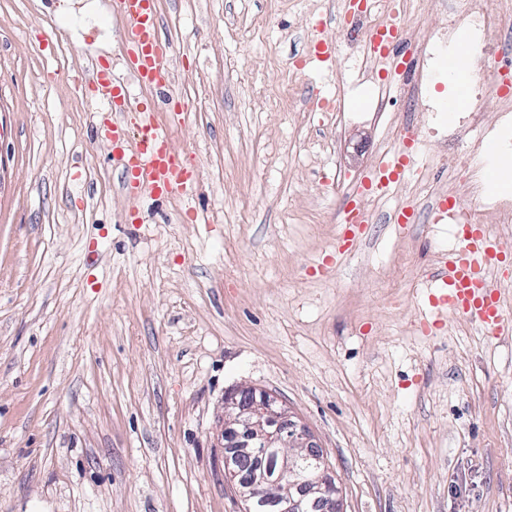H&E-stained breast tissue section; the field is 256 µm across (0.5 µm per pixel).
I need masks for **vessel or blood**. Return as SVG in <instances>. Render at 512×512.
Here are the masks:
<instances>
[{
	"mask_svg": "<svg viewBox=\"0 0 512 512\" xmlns=\"http://www.w3.org/2000/svg\"><path fill=\"white\" fill-rule=\"evenodd\" d=\"M115 5L125 20L122 30L125 67L140 88L152 90L164 86L171 78L170 47L159 38L154 0H115ZM404 30L405 24L401 21L384 25L381 57L391 56L396 64L404 63V56L395 52ZM97 89L114 105L125 107L131 101L128 86L123 81L106 79L99 82ZM103 137L113 155L131 170V192L175 198L192 190L195 177L174 150L168 125L155 123L149 111H141L138 124L131 129L115 122L107 124ZM409 149L408 143H400L394 152L383 158L370 175L362 179L360 194L383 197L398 180L414 177L417 169ZM364 215V209L355 202L344 206L342 248H349L357 232L363 230ZM507 251L506 244L490 235L484 225L464 226L447 265L434 276L438 289L436 306L467 317L488 333L511 332L512 316L506 314L500 294L488 277L490 267L503 262Z\"/></svg>",
	"mask_w": 512,
	"mask_h": 512,
	"instance_id": "b4317fda",
	"label": "vessel or blood"
}]
</instances>
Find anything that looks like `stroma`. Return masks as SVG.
<instances>
[{
    "mask_svg": "<svg viewBox=\"0 0 512 512\" xmlns=\"http://www.w3.org/2000/svg\"><path fill=\"white\" fill-rule=\"evenodd\" d=\"M338 0H163L179 98L136 90L197 182L189 198L124 192L97 133L88 79H127L113 0H0V512H240L224 478V394L276 393L314 434L344 512H512V335L432 306L458 240L421 217L475 199L447 172L395 198L359 197L373 222L337 253L344 199L412 121L455 94L435 56L427 95L367 96ZM325 21L333 65L291 80ZM287 105L276 106L284 83ZM346 115L315 155L313 88ZM387 120L375 122L377 104Z\"/></svg>",
    "mask_w": 512,
    "mask_h": 512,
    "instance_id": "35a3bbf8",
    "label": "stroma"
}]
</instances>
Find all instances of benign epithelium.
Wrapping results in <instances>:
<instances>
[{
	"label": "benign epithelium",
	"mask_w": 512,
	"mask_h": 512,
	"mask_svg": "<svg viewBox=\"0 0 512 512\" xmlns=\"http://www.w3.org/2000/svg\"><path fill=\"white\" fill-rule=\"evenodd\" d=\"M224 478L251 512L270 499L278 512H344L341 487L309 428L277 395L246 387L224 397Z\"/></svg>",
	"instance_id": "obj_1"
}]
</instances>
